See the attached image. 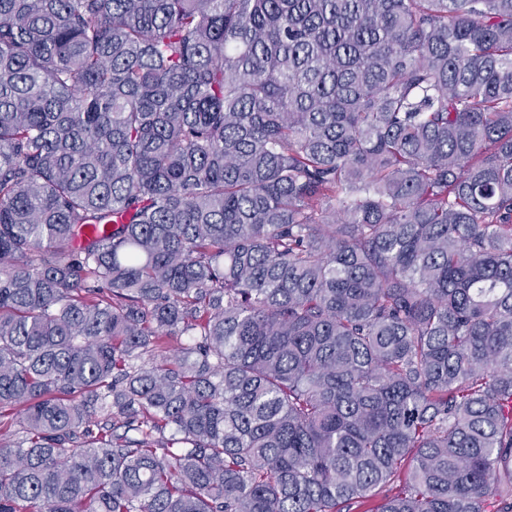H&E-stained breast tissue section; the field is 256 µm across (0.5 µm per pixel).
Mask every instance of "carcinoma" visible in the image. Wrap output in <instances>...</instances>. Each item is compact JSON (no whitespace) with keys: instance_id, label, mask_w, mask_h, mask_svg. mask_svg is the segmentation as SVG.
Segmentation results:
<instances>
[{"instance_id":"1","label":"carcinoma","mask_w":512,"mask_h":512,"mask_svg":"<svg viewBox=\"0 0 512 512\" xmlns=\"http://www.w3.org/2000/svg\"><path fill=\"white\" fill-rule=\"evenodd\" d=\"M15 407L0 512H512V0H0Z\"/></svg>"}]
</instances>
